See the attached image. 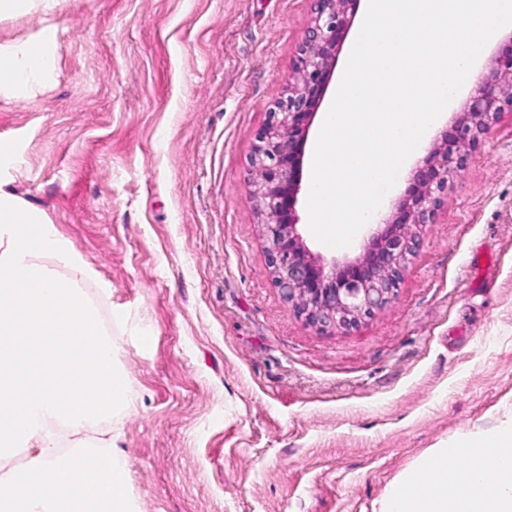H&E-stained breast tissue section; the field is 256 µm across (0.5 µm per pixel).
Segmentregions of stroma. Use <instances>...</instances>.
<instances>
[{
  "label": "stroma",
  "instance_id": "1",
  "mask_svg": "<svg viewBox=\"0 0 512 512\" xmlns=\"http://www.w3.org/2000/svg\"><path fill=\"white\" fill-rule=\"evenodd\" d=\"M313 0H64L56 77L0 98V168L96 278L139 512H379L427 449L512 415V110L455 175L397 295L320 331L275 288L249 157ZM315 115L298 231L309 228ZM108 284L99 296V284ZM150 336L141 344L139 335Z\"/></svg>",
  "mask_w": 512,
  "mask_h": 512
}]
</instances>
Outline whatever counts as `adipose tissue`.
I'll return each instance as SVG.
<instances>
[{"label": "adipose tissue", "instance_id": "obj_1", "mask_svg": "<svg viewBox=\"0 0 512 512\" xmlns=\"http://www.w3.org/2000/svg\"><path fill=\"white\" fill-rule=\"evenodd\" d=\"M59 2L0 0V22L26 16L39 24L32 38L0 43L1 98L28 99L49 87L57 49L51 17ZM475 451L478 461L448 477L450 460ZM380 512H512V419L495 431H468L451 446L430 449L395 479Z\"/></svg>", "mask_w": 512, "mask_h": 512}]
</instances>
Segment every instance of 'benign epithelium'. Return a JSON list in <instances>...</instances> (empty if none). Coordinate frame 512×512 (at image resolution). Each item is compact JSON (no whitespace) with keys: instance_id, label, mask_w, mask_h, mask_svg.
Returning a JSON list of instances; mask_svg holds the SVG:
<instances>
[{"instance_id":"7a95c632","label":"benign epithelium","mask_w":512,"mask_h":512,"mask_svg":"<svg viewBox=\"0 0 512 512\" xmlns=\"http://www.w3.org/2000/svg\"><path fill=\"white\" fill-rule=\"evenodd\" d=\"M360 0H314L301 42L295 80L269 112L250 157L252 195L266 236L272 281L307 323L348 330L390 303L422 228L436 220L450 179L462 170L492 121L512 107V36L483 69L451 129L435 139L412 170L409 187L380 218L359 257L330 265L312 254L298 232L297 196L311 121L336 66V54Z\"/></svg>"}]
</instances>
